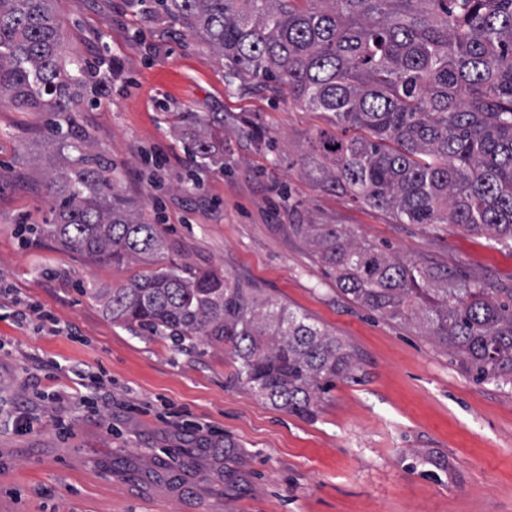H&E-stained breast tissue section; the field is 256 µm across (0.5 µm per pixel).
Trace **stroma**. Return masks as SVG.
<instances>
[{"label":"stroma","mask_w":512,"mask_h":512,"mask_svg":"<svg viewBox=\"0 0 512 512\" xmlns=\"http://www.w3.org/2000/svg\"><path fill=\"white\" fill-rule=\"evenodd\" d=\"M51 8L70 54L113 66L106 96L74 118L170 254L329 329L353 370L301 417L237 381L224 349L112 323L90 291L133 269L39 234L53 200L31 161L50 158L57 173L66 162L49 113L0 104V401L33 376L42 394L33 430L0 423V512H512V388L473 381L421 325L355 303L289 227L342 224L482 288H512V248L323 191L301 157L326 117L284 89L226 86L223 60L164 17L130 0ZM217 130L219 163L198 166L194 136ZM31 303L67 334L13 317ZM79 369L103 376L84 404Z\"/></svg>","instance_id":"1"}]
</instances>
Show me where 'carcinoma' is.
<instances>
[{
  "label": "carcinoma",
  "instance_id": "cac0c4a2",
  "mask_svg": "<svg viewBox=\"0 0 512 512\" xmlns=\"http://www.w3.org/2000/svg\"><path fill=\"white\" fill-rule=\"evenodd\" d=\"M52 0H0V101L75 111L84 62L64 56ZM224 58L228 85L288 86L345 137L320 132V188L390 212L402 224H455L512 248V0H135ZM77 155L47 181L54 220L42 232L97 263L149 265L119 288H94L103 310L134 331L230 349L235 375L261 398L308 416L353 357L328 330L224 273L164 256L167 242L91 153L74 120L55 124ZM206 136L193 156L215 158ZM290 230L380 315L418 320L473 378L512 386V288L448 286V273L404 263L341 224Z\"/></svg>",
  "mask_w": 512,
  "mask_h": 512
}]
</instances>
